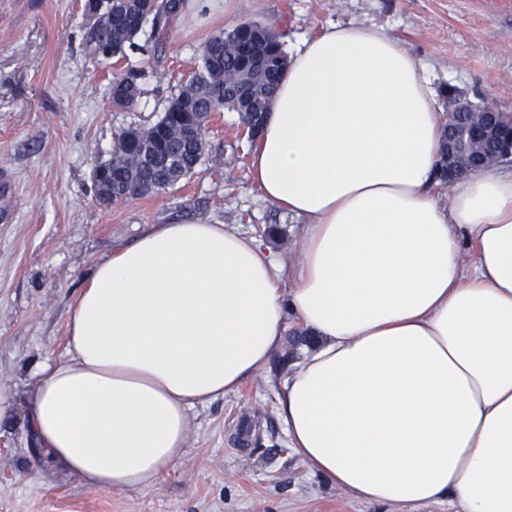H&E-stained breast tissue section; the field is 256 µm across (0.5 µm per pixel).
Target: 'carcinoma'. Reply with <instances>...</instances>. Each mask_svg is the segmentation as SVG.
I'll use <instances>...</instances> for the list:
<instances>
[{"mask_svg":"<svg viewBox=\"0 0 512 512\" xmlns=\"http://www.w3.org/2000/svg\"><path fill=\"white\" fill-rule=\"evenodd\" d=\"M183 0H104L97 19L82 17L90 52L112 72V58L138 46L146 25L163 39L183 10ZM286 68L281 35L270 26L247 21L215 35L203 45L199 61L157 120L130 126L114 139L112 153L100 159L106 178L93 182L112 188V201L161 194L199 173L207 146V117L232 111L258 136L266 110ZM142 72L111 76V100L118 110L138 102Z\"/></svg>","mask_w":512,"mask_h":512,"instance_id":"carcinoma-1","label":"carcinoma"}]
</instances>
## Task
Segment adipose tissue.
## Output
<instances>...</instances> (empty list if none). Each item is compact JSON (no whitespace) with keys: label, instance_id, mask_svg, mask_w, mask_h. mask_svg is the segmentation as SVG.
<instances>
[{"label":"adipose tissue","instance_id":"1","mask_svg":"<svg viewBox=\"0 0 512 512\" xmlns=\"http://www.w3.org/2000/svg\"><path fill=\"white\" fill-rule=\"evenodd\" d=\"M426 64L332 25L290 54L247 174L292 255L227 224H154L86 278L22 423L93 491L144 490L191 412L316 338L278 399L292 454L354 498L512 512V170L437 178ZM471 243V260L462 245Z\"/></svg>","mask_w":512,"mask_h":512}]
</instances>
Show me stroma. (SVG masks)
Wrapping results in <instances>:
<instances>
[{
  "label": "stroma",
  "mask_w": 512,
  "mask_h": 512,
  "mask_svg": "<svg viewBox=\"0 0 512 512\" xmlns=\"http://www.w3.org/2000/svg\"><path fill=\"white\" fill-rule=\"evenodd\" d=\"M285 51L329 25L397 39L437 91L512 114V0H184L169 37H139L112 71L84 48L81 0H0V385L31 390L32 368L64 351L67 313L94 265L149 225L229 224L288 251L295 218L247 176L238 113L213 118L199 174L159 195L106 206L91 181L118 131L155 121L213 34L247 21ZM145 70L133 109L113 110L109 73ZM310 336L287 326L238 393L197 408L183 459L148 490L100 492L49 466L21 420L0 424V512H403L361 502L293 456L276 401Z\"/></svg>",
  "instance_id": "1"
}]
</instances>
